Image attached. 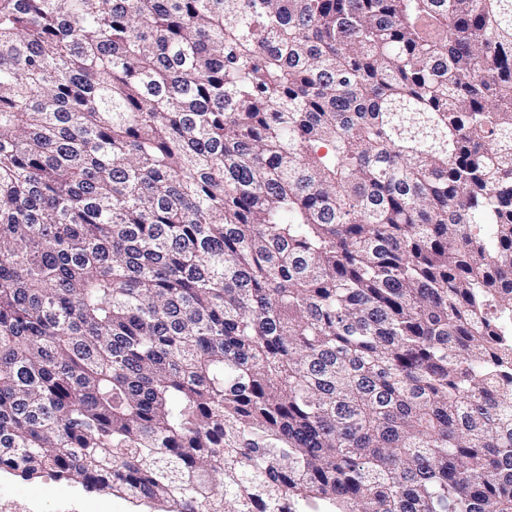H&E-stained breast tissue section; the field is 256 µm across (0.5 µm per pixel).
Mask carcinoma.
I'll list each match as a JSON object with an SVG mask.
<instances>
[{"label":"carcinoma","instance_id":"carcinoma-1","mask_svg":"<svg viewBox=\"0 0 512 512\" xmlns=\"http://www.w3.org/2000/svg\"><path fill=\"white\" fill-rule=\"evenodd\" d=\"M0 471L512 512V0H0Z\"/></svg>","mask_w":512,"mask_h":512}]
</instances>
